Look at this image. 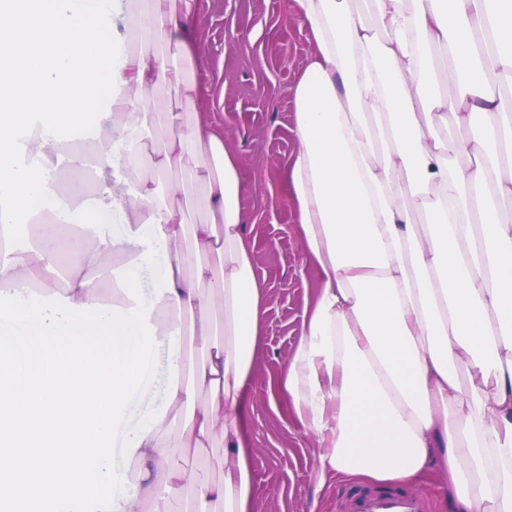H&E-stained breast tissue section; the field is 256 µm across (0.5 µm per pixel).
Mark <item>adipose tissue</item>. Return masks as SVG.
<instances>
[{
    "mask_svg": "<svg viewBox=\"0 0 512 512\" xmlns=\"http://www.w3.org/2000/svg\"><path fill=\"white\" fill-rule=\"evenodd\" d=\"M313 52L279 185L317 275L270 391L318 446L310 481L434 484L512 512V0H289ZM201 0H0V291L133 307L116 263L160 274L163 399L119 429L118 512H249L244 401L266 314L236 154L197 103ZM443 68H435L434 51ZM167 85L176 100H157ZM453 126L456 147L441 130ZM93 181L63 195L58 175ZM123 217L93 244L71 226ZM223 449L218 478L183 464Z\"/></svg>",
    "mask_w": 512,
    "mask_h": 512,
    "instance_id": "1",
    "label": "adipose tissue"
}]
</instances>
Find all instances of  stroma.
<instances>
[{
	"instance_id": "1",
	"label": "stroma",
	"mask_w": 512,
	"mask_h": 512,
	"mask_svg": "<svg viewBox=\"0 0 512 512\" xmlns=\"http://www.w3.org/2000/svg\"><path fill=\"white\" fill-rule=\"evenodd\" d=\"M198 73L222 67L224 102L214 119L241 172V206L252 220L254 265L267 288L263 348L244 413L254 476L251 512H346L351 485L315 491L309 481L317 443L270 399L269 381L290 359L315 282L294 231L295 211L276 177L296 148L294 103L283 88L299 78L312 47L287 14L286 0H206L197 19Z\"/></svg>"
}]
</instances>
